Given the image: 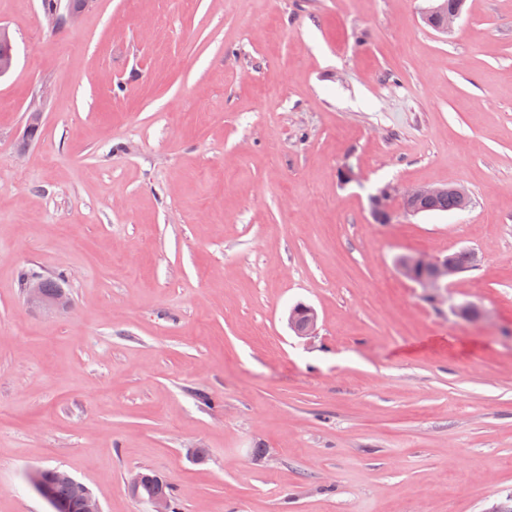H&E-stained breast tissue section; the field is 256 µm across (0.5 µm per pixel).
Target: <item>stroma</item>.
Masks as SVG:
<instances>
[{"label":"stroma","mask_w":512,"mask_h":512,"mask_svg":"<svg viewBox=\"0 0 512 512\" xmlns=\"http://www.w3.org/2000/svg\"><path fill=\"white\" fill-rule=\"evenodd\" d=\"M430 5L93 0L55 30L0 0V512H50L28 485L47 467L102 512H149L140 470L179 512L512 493V0H466L450 33ZM388 184L471 205L380 223ZM461 249L483 261L445 302L395 268ZM27 269L70 308L31 310ZM304 315L299 316L295 312L289 313L288 326L299 337H308L316 335L317 314L310 306H304ZM164 483V479L152 472L138 471L127 482V489L132 497L147 501V503L152 507L151 512H177L178 509L173 498L172 487L170 484L166 483L163 486V490L167 495L164 493H156L150 498H145L140 494L141 489L147 484L161 485ZM173 502L175 506L173 507L174 511H172Z\"/></svg>","instance_id":"stroma-1"}]
</instances>
